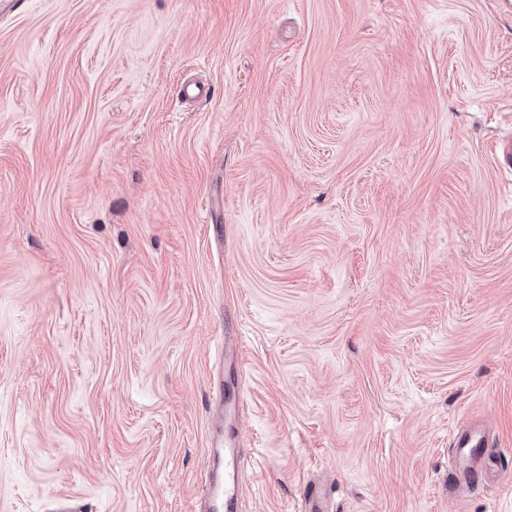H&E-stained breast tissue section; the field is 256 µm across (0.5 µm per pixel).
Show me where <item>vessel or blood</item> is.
<instances>
[{"mask_svg":"<svg viewBox=\"0 0 512 512\" xmlns=\"http://www.w3.org/2000/svg\"><path fill=\"white\" fill-rule=\"evenodd\" d=\"M223 421H216L209 450V470L205 476L207 494L199 512H238L239 491L245 479L240 451L225 446ZM485 438L477 426L463 427L455 436L454 470L464 481H477L481 472L480 453Z\"/></svg>","mask_w":512,"mask_h":512,"instance_id":"b4317fda","label":"vessel or blood"}]
</instances>
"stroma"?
Returning <instances> with one entry per match:
<instances>
[{
    "label": "stroma",
    "mask_w": 512,
    "mask_h": 512,
    "mask_svg": "<svg viewBox=\"0 0 512 512\" xmlns=\"http://www.w3.org/2000/svg\"><path fill=\"white\" fill-rule=\"evenodd\" d=\"M506 138L512 0L0 13V512H194L223 336L244 512H512ZM484 447L485 438L477 425L465 426L456 434L453 441L456 453L454 461L456 473L448 477V486L452 480L456 483L459 482L458 476H461L465 482L478 480L481 472L479 455Z\"/></svg>",
    "instance_id": "stroma-1"
}]
</instances>
